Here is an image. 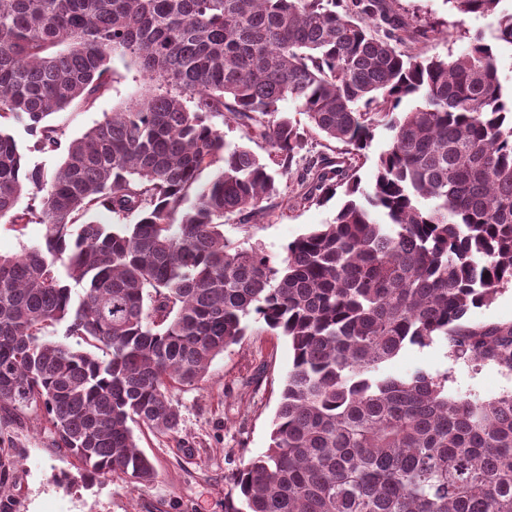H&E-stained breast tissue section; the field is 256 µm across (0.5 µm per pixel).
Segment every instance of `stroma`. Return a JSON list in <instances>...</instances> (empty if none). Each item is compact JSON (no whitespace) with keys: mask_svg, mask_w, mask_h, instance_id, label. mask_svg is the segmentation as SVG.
I'll list each match as a JSON object with an SVG mask.
<instances>
[{"mask_svg":"<svg viewBox=\"0 0 512 512\" xmlns=\"http://www.w3.org/2000/svg\"><path fill=\"white\" fill-rule=\"evenodd\" d=\"M395 9L419 32L415 50L429 56L457 55L468 48L475 33L493 35L494 17L472 16L455 25L445 0H397ZM109 66L110 89L92 108L74 105L53 115V122L65 124L68 137L80 136L104 113L119 110L149 90L130 59L116 56ZM343 150V144L308 129L291 174L280 182L281 195L273 202L271 216L261 224L227 221L225 238L239 247L259 248L272 262H279L289 242L334 217L342 196L302 204L295 197L304 191L301 177L309 160L322 154L336 157ZM291 362L292 350L284 336L263 323H251L238 344L212 361L203 382L173 390L181 416L178 433L135 428L139 449L157 472L146 485L115 475L90 486L77 480L64 486L61 473L76 479L78 463L67 449L53 444L43 415L29 412L0 419V447L16 454L14 476L4 494L13 500V512H224L231 474L269 446ZM418 369L447 374L448 390L455 395L488 399L512 391V373L455 357L441 338L424 347H407L387 367L398 375Z\"/></svg>","mask_w":512,"mask_h":512,"instance_id":"obj_1","label":"stroma"}]
</instances>
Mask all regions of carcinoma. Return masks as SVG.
I'll return each instance as SVG.
<instances>
[{
  "instance_id": "carcinoma-1",
  "label": "carcinoma",
  "mask_w": 512,
  "mask_h": 512,
  "mask_svg": "<svg viewBox=\"0 0 512 512\" xmlns=\"http://www.w3.org/2000/svg\"><path fill=\"white\" fill-rule=\"evenodd\" d=\"M394 2L0 0V219L45 227L0 254V411H41L85 484L153 481L132 425L177 433L171 390L202 382L252 319L293 358L269 448L232 474L224 512H512V391L386 372L436 338L512 372V322L467 320L512 286V97L481 34L456 56L414 52ZM446 2L497 15L512 46L501 0ZM114 56L156 91L66 139L50 116L93 106ZM283 101L357 158L379 127L392 141L366 187L346 159L309 162L302 200L344 201L274 265L224 219L259 224L280 195L305 136ZM216 116L266 156L227 143ZM17 129L63 153L54 172ZM102 209L135 222L98 224ZM61 325L88 348L47 338ZM14 468L0 448V489ZM15 136L19 144L23 147L31 163H38L45 167L46 171L52 173L60 163V157L57 154H44L33 149L34 140L31 139L23 130H17ZM31 149V150H29Z\"/></svg>"
}]
</instances>
